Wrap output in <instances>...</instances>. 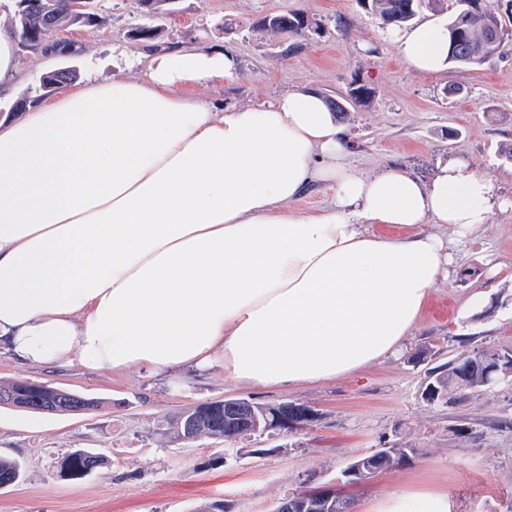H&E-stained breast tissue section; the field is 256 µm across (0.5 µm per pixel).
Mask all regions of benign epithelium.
Returning a JSON list of instances; mask_svg holds the SVG:
<instances>
[{"instance_id":"obj_1","label":"benign epithelium","mask_w":512,"mask_h":512,"mask_svg":"<svg viewBox=\"0 0 512 512\" xmlns=\"http://www.w3.org/2000/svg\"><path fill=\"white\" fill-rule=\"evenodd\" d=\"M224 408V423L231 427L235 436L242 437L260 428L266 422V429L279 431L292 430L310 421L315 413L301 404L285 403L275 406L255 405L246 400L225 399L213 402ZM320 508L323 512L336 510V489L324 488L311 494H301L285 498L279 512H305V509Z\"/></svg>"}]
</instances>
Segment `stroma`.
Masks as SVG:
<instances>
[{
    "label": "stroma",
    "mask_w": 512,
    "mask_h": 512,
    "mask_svg": "<svg viewBox=\"0 0 512 512\" xmlns=\"http://www.w3.org/2000/svg\"><path fill=\"white\" fill-rule=\"evenodd\" d=\"M161 9L160 36L149 44L130 37L145 21L138 0H96L97 25L61 33L69 50L18 48L0 117L19 116V102L59 68L74 70L80 83L107 82L138 77V57L158 49L222 48L237 56L240 73L234 82L199 87L206 102L230 110L291 90L339 99L353 83L366 85L372 103L339 122L349 161L366 174L396 169L427 182L441 165L464 160L495 184L491 219L462 240L453 228L424 224L452 242L448 273L402 350L358 376L288 391L242 385L220 369L110 374L30 367L1 353V381L46 383L100 398L103 406L80 415L0 407V455L24 468L19 483L0 489V512H198L212 503L272 512L289 495L340 486L357 458L404 444L417 450L408 464L345 489L353 512L384 494L422 488L447 492L454 512H512V387L454 405L421 398L433 368L464 351L512 346V162L500 156L512 143V50L426 76L405 65L361 0H164ZM289 10L321 24L295 52L287 34L258 25ZM478 292L488 298L483 311L461 314L462 301ZM229 398L302 404L316 418L233 442L168 437L176 414ZM458 425L471 436L455 435ZM79 448L101 454L105 466L63 479L59 460Z\"/></svg>",
    "instance_id": "stroma-1"
}]
</instances>
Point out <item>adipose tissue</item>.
<instances>
[{
  "label": "adipose tissue",
  "instance_id": "adipose-tissue-1",
  "mask_svg": "<svg viewBox=\"0 0 512 512\" xmlns=\"http://www.w3.org/2000/svg\"><path fill=\"white\" fill-rule=\"evenodd\" d=\"M391 38L412 70L447 68L445 24ZM237 69L231 52L172 47L137 80L88 81L0 120L1 349L42 368L220 366L290 390L402 347L451 260L422 224L474 232L492 180L461 160L428 183L364 174L309 91L229 112L195 96ZM319 185L332 203L299 209ZM369 512L452 503L425 489Z\"/></svg>",
  "mask_w": 512,
  "mask_h": 512
}]
</instances>
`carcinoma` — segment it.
Wrapping results in <instances>:
<instances>
[{
    "label": "carcinoma",
    "instance_id": "1",
    "mask_svg": "<svg viewBox=\"0 0 512 512\" xmlns=\"http://www.w3.org/2000/svg\"><path fill=\"white\" fill-rule=\"evenodd\" d=\"M47 0H28L27 7L15 11L16 37L23 44L29 39L44 43V49H55L58 42L53 40L54 31L38 26V18L44 13ZM454 9H449L447 0H368L367 6L382 20L384 28H402L411 22L417 10L427 8L436 13L448 12V64L471 66L500 54L509 44L506 18H512V0H454ZM261 27L286 33L296 39L290 48L300 47L298 40L305 37V30L319 29L320 24L307 14L289 11L266 15L259 21ZM160 28L152 23L141 24L132 29L137 41L151 42L159 36ZM74 77L69 69H60L45 76L39 91L57 89ZM372 100L371 89L358 85L349 89L343 103L332 102L334 111L346 113L348 109L367 105ZM495 354L504 357L512 354L507 347L477 349L464 352L443 366L429 373L422 392L428 393L425 401L430 405L456 404L468 400L476 393L496 387L498 374L486 371L481 361ZM27 397L23 409L56 414H84L97 410L102 401L80 393L56 388L28 379L0 383V406L15 407L13 396ZM204 405L182 413L171 423V434L177 440H188L200 434L213 438L233 440L234 432L224 426V409L214 408L208 415H201ZM416 454L410 446L385 448L356 459L364 462L355 483L373 478L382 469L409 462ZM104 465V458L90 450L77 449L68 454L60 463V476L77 479L89 475ZM23 465L20 461L0 456V480L7 479L16 484L22 478Z\"/></svg>",
    "mask_w": 512,
    "mask_h": 512
}]
</instances>
